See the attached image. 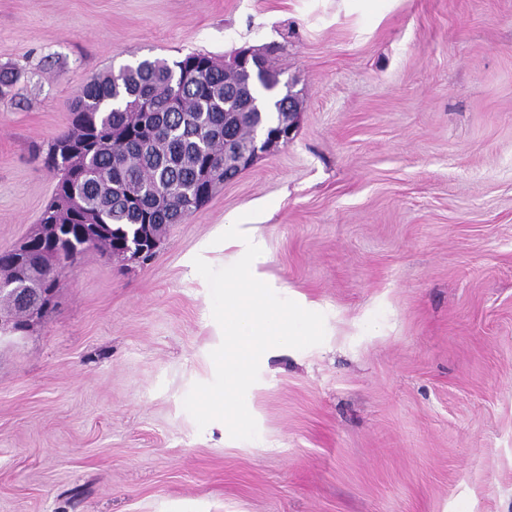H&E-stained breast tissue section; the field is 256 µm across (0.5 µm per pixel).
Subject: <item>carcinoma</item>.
Instances as JSON below:
<instances>
[{"mask_svg":"<svg viewBox=\"0 0 512 512\" xmlns=\"http://www.w3.org/2000/svg\"><path fill=\"white\" fill-rule=\"evenodd\" d=\"M257 57L265 78L254 84L239 77L234 96L224 94V63L200 53L171 62L146 58L88 79L75 101L72 127L57 137L47 161L62 185L89 174L82 195L88 209L103 213L104 224L84 245L81 212L63 206L42 212L40 222L71 226L65 235L81 256L92 249L115 255L120 241L148 227L161 239L170 224L199 210L224 184V137L239 144L250 139L246 124L224 129V113L244 111L253 98L266 99L270 112L288 111V96H279L281 72L265 55ZM190 59L208 66L188 86L179 72ZM173 100L180 111L167 110ZM139 102L148 108L135 107ZM203 168L205 186L199 183ZM0 272L21 284L44 279L56 285L60 278L57 268L25 266L8 252L0 253Z\"/></svg>","mask_w":512,"mask_h":512,"instance_id":"cac0c4a2","label":"carcinoma"}]
</instances>
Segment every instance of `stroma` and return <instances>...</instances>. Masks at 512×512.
Wrapping results in <instances>:
<instances>
[{"label":"stroma","instance_id":"35a3bbf8","mask_svg":"<svg viewBox=\"0 0 512 512\" xmlns=\"http://www.w3.org/2000/svg\"><path fill=\"white\" fill-rule=\"evenodd\" d=\"M273 44L288 143L0 340V512H512V0H0V251L89 78ZM250 211L326 336L261 357L236 440L183 406L222 341L189 264Z\"/></svg>","mask_w":512,"mask_h":512}]
</instances>
